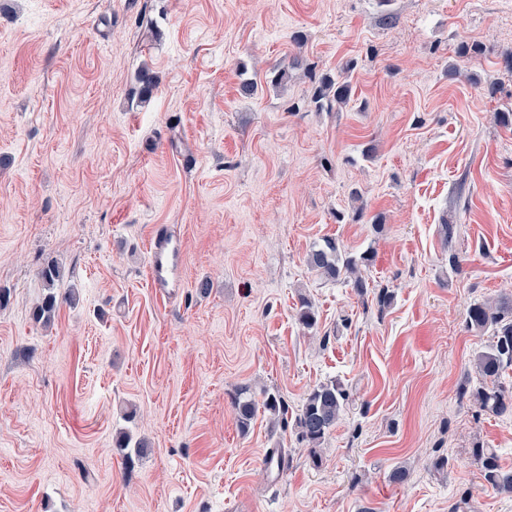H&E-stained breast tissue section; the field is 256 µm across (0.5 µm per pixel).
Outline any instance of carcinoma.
<instances>
[{
    "label": "carcinoma",
    "instance_id": "carcinoma-1",
    "mask_svg": "<svg viewBox=\"0 0 512 512\" xmlns=\"http://www.w3.org/2000/svg\"><path fill=\"white\" fill-rule=\"evenodd\" d=\"M356 66L357 62L351 60L336 74L321 75L311 94V101L317 108L341 109L352 101V86L348 76ZM136 81L140 98L144 100L158 84L157 76L147 67L138 71ZM371 261V253L366 251L358 256L352 255L341 250L338 242L333 239L325 240L307 255L308 267L318 276L332 281L342 278L360 296L367 293L368 283L363 276V268ZM58 307L57 295L49 291L34 305L32 318L38 323L48 324L54 320ZM297 317L307 329L316 326V313L310 299L300 298ZM468 319L471 326L489 333L491 337V342L475 354L474 365L479 380L469 388V397L479 411L486 415L511 417L512 384L502 382L501 378L512 370V295L472 304L468 310ZM350 401L348 385L333 379L314 387L297 410V440L309 449V457L314 465L321 464L320 448ZM231 403L238 428L243 433L248 432L260 410L267 412L276 421L287 422L288 406L276 393L266 394L263 403L259 404L252 398L249 389L241 386L232 394ZM116 447L127 451L129 457L140 458L151 451L146 440H135L126 432L119 434ZM472 456L486 486L501 494L512 495V471L501 467L493 449L478 443L473 447Z\"/></svg>",
    "mask_w": 512,
    "mask_h": 512
}]
</instances>
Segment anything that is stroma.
Returning a JSON list of instances; mask_svg holds the SVG:
<instances>
[{
	"label": "stroma",
	"instance_id": "35a3bbf8",
	"mask_svg": "<svg viewBox=\"0 0 512 512\" xmlns=\"http://www.w3.org/2000/svg\"><path fill=\"white\" fill-rule=\"evenodd\" d=\"M509 51L512 0H0V512H512L471 457L512 468V417L466 393L469 307L512 293ZM351 59L350 104L317 109L312 75ZM159 226L183 241L169 298ZM327 237L372 251L366 295L309 270ZM51 260L77 301L45 326ZM332 378L355 401L320 466L293 425L239 430L235 387L293 414ZM121 431L151 452L126 463ZM182 262L180 240L159 229L150 247L148 279L151 287L163 295H172L175 288H180L177 269ZM52 288H48V292L34 305L32 309V318L35 322L48 324L54 320L55 313L59 307V299L57 295L50 291Z\"/></svg>",
	"mask_w": 512,
	"mask_h": 512
}]
</instances>
